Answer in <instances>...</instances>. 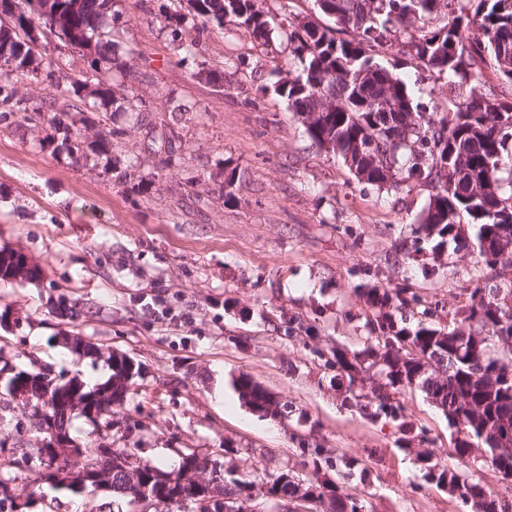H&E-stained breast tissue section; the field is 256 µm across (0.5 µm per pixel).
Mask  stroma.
Here are the masks:
<instances>
[{
	"instance_id": "1",
	"label": "stroma",
	"mask_w": 512,
	"mask_h": 512,
	"mask_svg": "<svg viewBox=\"0 0 512 512\" xmlns=\"http://www.w3.org/2000/svg\"><path fill=\"white\" fill-rule=\"evenodd\" d=\"M161 2L112 5L115 40L150 73L154 107L171 94L197 104L173 167L149 193L115 183L93 161L41 149L50 124L0 132V249L22 251L41 270L32 281L0 280V368L45 366L91 386L110 376L112 352L128 355L143 373L116 410L120 424L97 428L76 414L70 434L82 445L139 449L156 466L176 465L194 448L225 468L245 459L261 475L301 474V449L324 448L367 468L366 480L344 483L365 512H477L425 482L418 455L428 451L512 503V481L458 459L454 429L421 388L397 396L428 437L408 451L391 424L345 402L344 385L320 359L338 346L361 349L365 289L404 285L423 304L454 312L475 285L474 253L414 252L427 189L357 181L340 158L312 146L284 102L260 92L288 60L286 37L263 49L244 32H217L202 65H180ZM384 63L434 102L447 97L446 80L409 56L393 50ZM108 118L126 131L113 158L131 154L154 168L158 143L129 113ZM69 335L98 355L71 352L62 342ZM243 375L279 400L277 417L239 398ZM42 444L31 409L0 402V459L10 464L0 477L19 490L35 486L28 512L87 504L86 494L34 482L23 456Z\"/></svg>"
}]
</instances>
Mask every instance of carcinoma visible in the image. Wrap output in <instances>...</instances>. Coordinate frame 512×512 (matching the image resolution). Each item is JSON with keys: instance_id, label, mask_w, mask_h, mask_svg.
Segmentation results:
<instances>
[{"instance_id": "carcinoma-1", "label": "carcinoma", "mask_w": 512, "mask_h": 512, "mask_svg": "<svg viewBox=\"0 0 512 512\" xmlns=\"http://www.w3.org/2000/svg\"><path fill=\"white\" fill-rule=\"evenodd\" d=\"M317 18L293 16L277 22L265 9L264 0H167L165 27L170 29L172 54L181 63L201 55L204 33L223 30L230 24L245 31L262 46L270 45L275 29L288 28L291 63L272 71L274 80L262 85L263 94L287 102L301 117L313 145L339 155L353 177L379 188L418 183L429 191V205L417 228L421 240L431 242L434 255L448 244L470 238L491 243H512V97L486 91L475 84L487 69L505 86H512V0H313ZM443 14V24L430 25L433 15ZM119 15L112 0H37L27 15L3 22L0 19V58L11 63L0 68V126L7 129L17 120L33 127L45 120L62 99L65 108L51 123L57 138L48 145L85 160L106 157L118 147L125 132L108 125L77 126L72 113L107 112L116 103L112 79L143 83L146 76L112 51ZM57 27V38L70 43L92 42L89 68L61 80L60 60L40 52L48 24ZM417 62V67L448 76V97L443 106L416 101L405 83L396 77L381 57L393 45ZM51 81L54 94L35 106L22 91L24 81L39 75ZM151 100L141 94L128 102L134 124L143 125ZM196 111L195 103L168 99V121L161 124V138L172 151L181 139L184 116ZM117 181L138 178V189L147 193L158 173L140 170L129 158L111 168ZM491 275L482 253H477L474 278L484 282L470 293L448 324L424 322L437 314V307L422 306L420 320L403 326L395 313L419 304L418 295L405 286L369 288L364 327L369 336L364 348L350 351L337 347L327 353L325 368L348 381L345 398L376 405L370 417H385L408 442L401 407L393 396L406 387L420 385L441 411L448 424L463 426L454 451L461 460H471L472 449L484 446L485 461L497 472L512 471V384L503 381L512 369L497 347L503 330L512 332V312L498 301L500 288L487 282ZM371 382L370 391L365 383ZM242 399L253 409L275 415L269 393L249 377L238 380ZM128 392L121 370L112 367L104 383L83 389L90 395L107 391ZM30 401L55 414L53 391L31 385ZM312 469L299 476L281 471L267 481L265 499L255 502L252 487L256 471L247 466L228 468L217 493L183 496L155 508L169 512L189 503L195 512H221L223 503L238 512H279L284 499H301L306 512H362L361 500L341 491L339 481L360 469L356 462L336 468L337 481L320 479V471L333 466L322 448H303ZM25 459L35 470V480H47L43 449ZM183 459L194 470L212 463L210 456L189 449ZM420 460L426 482L448 487L464 501H478L482 512H512V503L502 502L464 472L450 471L425 452ZM155 475L169 478L170 490L182 488L184 474L136 462L133 471L110 474L112 494L124 495L133 483Z\"/></svg>"}]
</instances>
